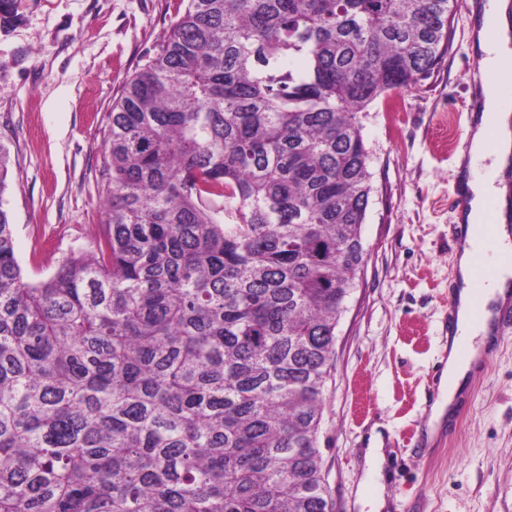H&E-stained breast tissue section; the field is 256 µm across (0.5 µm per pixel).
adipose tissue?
<instances>
[{"instance_id": "ef3b65f1", "label": "adipose tissue", "mask_w": 512, "mask_h": 512, "mask_svg": "<svg viewBox=\"0 0 512 512\" xmlns=\"http://www.w3.org/2000/svg\"><path fill=\"white\" fill-rule=\"evenodd\" d=\"M481 55V105L466 129L471 159L490 160L497 178L481 181L471 170L459 173V180L467 204L460 209L458 223L462 242L456 253V268L460 288L457 314V334L448 341L447 365L441 381L461 385L468 372L482 357V345L477 344L478 330L470 324L471 290L469 282L474 261L475 230L483 217L484 202L497 197L502 210L498 215V236L501 245L512 242V229L503 213L507 208V188L500 181L508 165L512 164V113L501 107V101L512 93V0H488L484 7L482 25L476 34ZM470 344L467 356H460V341Z\"/></svg>"}]
</instances>
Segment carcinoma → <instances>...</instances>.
Listing matches in <instances>:
<instances>
[{"label":"carcinoma","instance_id":"1","mask_svg":"<svg viewBox=\"0 0 512 512\" xmlns=\"http://www.w3.org/2000/svg\"><path fill=\"white\" fill-rule=\"evenodd\" d=\"M457 7L187 0L113 100L96 252L38 282L0 142V512H332L318 433L365 264L358 113L431 73Z\"/></svg>","mask_w":512,"mask_h":512}]
</instances>
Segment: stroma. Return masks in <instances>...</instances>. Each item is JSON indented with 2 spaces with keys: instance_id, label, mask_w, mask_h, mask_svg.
Returning <instances> with one entry per match:
<instances>
[{
  "instance_id": "1",
  "label": "stroma",
  "mask_w": 512,
  "mask_h": 512,
  "mask_svg": "<svg viewBox=\"0 0 512 512\" xmlns=\"http://www.w3.org/2000/svg\"><path fill=\"white\" fill-rule=\"evenodd\" d=\"M486 0L456 11L447 55L399 97L359 115L373 193L366 263L337 327L318 434L334 512H364L365 451L382 448L383 512H512V338L471 371L451 419L427 422L448 357L461 137L476 98L474 31ZM185 7L183 0H21L0 28V198L34 281L94 249L105 229L107 114Z\"/></svg>"
}]
</instances>
